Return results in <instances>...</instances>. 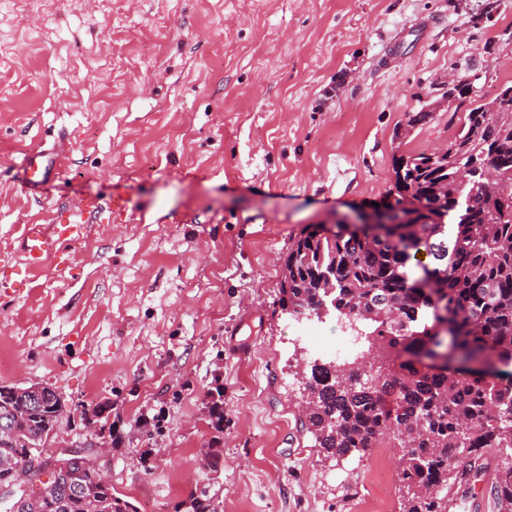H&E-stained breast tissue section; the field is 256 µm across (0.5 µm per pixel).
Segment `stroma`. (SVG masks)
Instances as JSON below:
<instances>
[{
	"mask_svg": "<svg viewBox=\"0 0 512 512\" xmlns=\"http://www.w3.org/2000/svg\"><path fill=\"white\" fill-rule=\"evenodd\" d=\"M486 1L35 0L0 22V384L61 395L46 454L116 435L99 464L136 512L201 489L224 512H351L395 468L392 448L326 460L302 430L301 370L341 331L324 315L294 339L281 261L305 226L383 203L393 157L447 146L449 79L478 104L512 82V0ZM34 149L58 172L25 195ZM116 194L127 216L65 245L66 271L15 272L25 225ZM208 407V424L215 432L211 440L212 447L220 445L224 435V389L222 385L216 384L206 393Z\"/></svg>",
	"mask_w": 512,
	"mask_h": 512,
	"instance_id": "obj_1",
	"label": "stroma"
}]
</instances>
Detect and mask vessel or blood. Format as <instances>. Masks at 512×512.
I'll use <instances>...</instances> for the list:
<instances>
[{
  "label": "vessel or blood",
  "mask_w": 512,
  "mask_h": 512,
  "mask_svg": "<svg viewBox=\"0 0 512 512\" xmlns=\"http://www.w3.org/2000/svg\"><path fill=\"white\" fill-rule=\"evenodd\" d=\"M55 168L54 154L43 150L29 153L23 161L19 188L36 190ZM125 209V203L119 199L105 204L90 201L74 206L64 222L26 225L19 246V266L28 272L41 269L50 260L59 258L63 244L82 238L90 225L104 223L106 217L122 214Z\"/></svg>",
  "instance_id": "1"
}]
</instances>
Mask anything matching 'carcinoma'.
Here are the masks:
<instances>
[{
	"instance_id": "obj_1",
	"label": "carcinoma",
	"mask_w": 512,
	"mask_h": 512,
	"mask_svg": "<svg viewBox=\"0 0 512 512\" xmlns=\"http://www.w3.org/2000/svg\"><path fill=\"white\" fill-rule=\"evenodd\" d=\"M465 113L447 152L394 158L396 224L381 233L307 226L282 261L281 307L317 316L327 308L368 322V343L396 353L369 375L362 363H313L305 382L303 429L336 462L372 448H397L399 512H448L456 489L476 495L492 453H506L489 494L512 512V98ZM428 254V264L417 259ZM448 324L452 354L427 362L442 346L436 323ZM480 360L489 370L472 369ZM211 445L224 435V389L206 393ZM62 407L41 389L30 405L22 388L0 385V414L16 436H0V486L13 465L43 448ZM187 512H218L213 498L190 495ZM37 512H136L85 470L77 487L50 483Z\"/></svg>"
}]
</instances>
